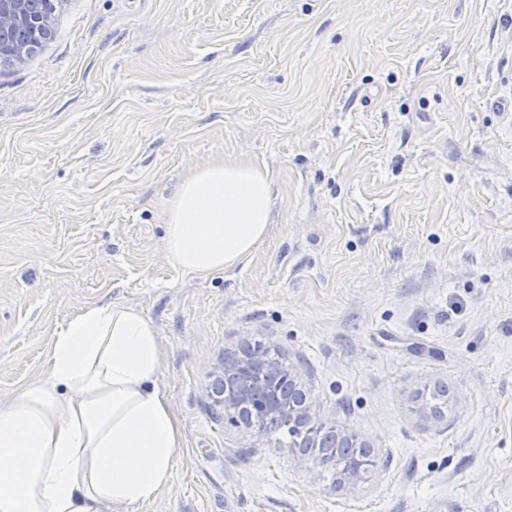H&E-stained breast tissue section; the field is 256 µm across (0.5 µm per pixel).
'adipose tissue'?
<instances>
[{"label": "adipose tissue", "instance_id": "1", "mask_svg": "<svg viewBox=\"0 0 512 512\" xmlns=\"http://www.w3.org/2000/svg\"><path fill=\"white\" fill-rule=\"evenodd\" d=\"M268 174L218 159L188 172L166 207L168 257L229 271L267 236ZM164 349L137 308L89 306L59 329L44 375L0 407V512H118L169 485L182 427L159 384Z\"/></svg>", "mask_w": 512, "mask_h": 512}]
</instances>
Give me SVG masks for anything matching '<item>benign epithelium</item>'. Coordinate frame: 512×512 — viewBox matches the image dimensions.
Segmentation results:
<instances>
[{
  "label": "benign epithelium",
  "instance_id": "obj_1",
  "mask_svg": "<svg viewBox=\"0 0 512 512\" xmlns=\"http://www.w3.org/2000/svg\"><path fill=\"white\" fill-rule=\"evenodd\" d=\"M62 2L48 0L50 9L34 14L29 10L28 0H0V27L22 26L31 32V38L24 43L0 44V59L20 61L48 40L52 35V15L56 5ZM224 378L236 380V386L224 388L228 394L225 404L239 407L248 404L253 414L283 417L302 436V445L321 435L322 426L313 420L307 397L299 394L291 374L281 371L260 352L250 354L247 359H224ZM322 447L336 455L340 449L354 448L356 444L354 436L334 428L326 432Z\"/></svg>",
  "mask_w": 512,
  "mask_h": 512
}]
</instances>
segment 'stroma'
Here are the masks:
<instances>
[{
	"label": "stroma",
	"mask_w": 512,
	"mask_h": 512,
	"mask_svg": "<svg viewBox=\"0 0 512 512\" xmlns=\"http://www.w3.org/2000/svg\"><path fill=\"white\" fill-rule=\"evenodd\" d=\"M219 158L268 173L273 222L192 276L166 206ZM102 303L156 325L182 422L134 512H512V0H63L0 61V404ZM256 344L362 480L232 423Z\"/></svg>",
	"instance_id": "1"
}]
</instances>
